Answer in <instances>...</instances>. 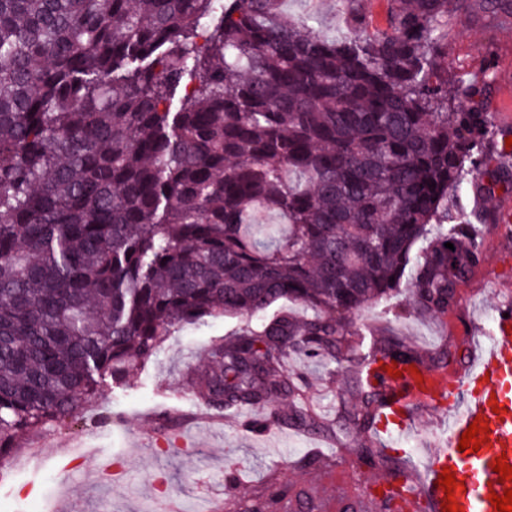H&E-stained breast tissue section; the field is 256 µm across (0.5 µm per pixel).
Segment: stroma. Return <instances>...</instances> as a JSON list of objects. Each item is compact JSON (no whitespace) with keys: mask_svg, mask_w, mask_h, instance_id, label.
Segmentation results:
<instances>
[{"mask_svg":"<svg viewBox=\"0 0 512 512\" xmlns=\"http://www.w3.org/2000/svg\"><path fill=\"white\" fill-rule=\"evenodd\" d=\"M280 9L330 37L354 31L344 0H280ZM440 36L445 47L440 64L450 79L480 80L493 71L495 124L512 133V13L492 20L478 10L453 12ZM409 295L408 286H401L365 311L359 324L388 323L422 356L446 346L471 364L475 347L487 341L496 309L512 303V237L495 228L486 232L480 263L459 284L458 302L447 315H415ZM239 327L238 319L224 317L173 330L129 385H105L77 422L26 437L0 471V512H39L45 506L50 512H164L171 502L182 512L202 503L222 512L229 501H254L272 477L297 500H316V478L327 470L307 464L315 449L334 457L328 471L340 498H370L375 488L399 485L387 471L336 458L335 445L318 434L270 421L269 408L229 416L208 411L191 395L183 381L187 368L206 364L211 346ZM287 366L304 378L306 398L320 418L335 422L339 399L355 394L351 373L302 356L288 358ZM447 409V398L437 397L416 408L415 435L396 438L375 429L371 439L404 449L410 467L422 469V445L447 435L439 419ZM264 418L270 421L266 429H245L246 421Z\"/></svg>","mask_w":512,"mask_h":512,"instance_id":"obj_1","label":"stroma"}]
</instances>
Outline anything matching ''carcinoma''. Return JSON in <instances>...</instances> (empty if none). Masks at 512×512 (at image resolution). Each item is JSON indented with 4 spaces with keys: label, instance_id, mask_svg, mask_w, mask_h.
Instances as JSON below:
<instances>
[{
    "label": "carcinoma",
    "instance_id": "obj_1",
    "mask_svg": "<svg viewBox=\"0 0 512 512\" xmlns=\"http://www.w3.org/2000/svg\"><path fill=\"white\" fill-rule=\"evenodd\" d=\"M222 2L0 0V464L208 318L243 326L192 393L278 404L301 391L289 356L347 362V433L386 403L373 367L453 359L392 330L366 346L353 320L407 280L415 314L452 309L483 247L454 198L512 187L490 76L457 87L438 65L472 0H387L385 27L342 39L277 0ZM281 300L311 314H269ZM273 416L319 429L295 402ZM349 452L403 478L401 502L422 494L408 461Z\"/></svg>",
    "mask_w": 512,
    "mask_h": 512
}]
</instances>
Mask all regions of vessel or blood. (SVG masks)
<instances>
[{"mask_svg": "<svg viewBox=\"0 0 512 512\" xmlns=\"http://www.w3.org/2000/svg\"><path fill=\"white\" fill-rule=\"evenodd\" d=\"M379 381L389 384L393 397L379 415L383 430L407 433L413 407L431 399L446 387L436 373L416 375L402 373L391 377L378 371ZM455 418L448 425L447 440L440 452L426 463L424 493L430 498L434 512H441L445 494L438 480L443 469L454 471L463 488L455 489L453 497L460 512H494L491 493H503L499 473L492 466L499 457L512 465V320L496 315L489 342L481 347L468 380L456 394ZM487 421V443L478 451L459 450L461 436L475 418Z\"/></svg>", "mask_w": 512, "mask_h": 512, "instance_id": "1", "label": "vessel or blood"}]
</instances>
